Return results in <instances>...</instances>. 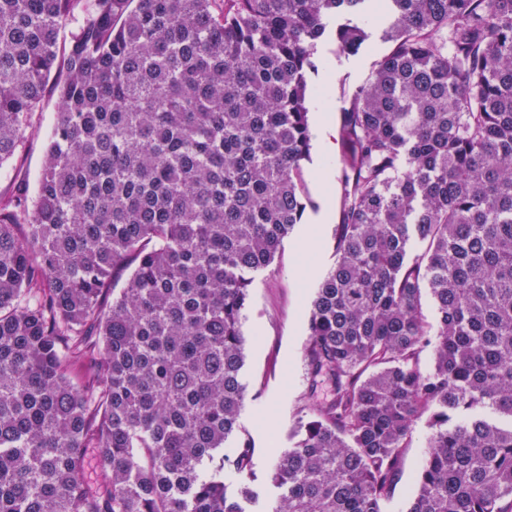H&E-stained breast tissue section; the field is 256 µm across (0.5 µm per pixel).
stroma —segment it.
Returning a JSON list of instances; mask_svg holds the SVG:
<instances>
[{
    "label": "stroma",
    "mask_w": 512,
    "mask_h": 512,
    "mask_svg": "<svg viewBox=\"0 0 512 512\" xmlns=\"http://www.w3.org/2000/svg\"><path fill=\"white\" fill-rule=\"evenodd\" d=\"M381 15V10L370 9L367 24L372 37L358 54L338 52L331 35L318 46L319 67L309 73L308 81L322 94L308 104L311 154L301 171L303 222L250 287L243 323L248 337L242 370L246 400L239 424L242 438L252 445V472L259 487L269 485L274 460L288 446V430L306 388L302 352L311 300L335 261V227L341 221L337 122L355 88L366 83L390 49L379 36ZM57 109L56 92L46 89L34 116L36 132L14 161L0 169L1 195L34 193ZM429 434L426 420H418L386 512H406Z\"/></svg>",
    "instance_id": "obj_1"
}]
</instances>
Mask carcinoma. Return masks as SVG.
<instances>
[{
  "label": "carcinoma",
  "instance_id": "cac0c4a2",
  "mask_svg": "<svg viewBox=\"0 0 512 512\" xmlns=\"http://www.w3.org/2000/svg\"><path fill=\"white\" fill-rule=\"evenodd\" d=\"M366 2L0 0V169L59 98L34 197L0 196V512H253L244 311L304 216L317 43ZM386 2L260 512H385L424 415L406 512H512V0Z\"/></svg>",
  "mask_w": 512,
  "mask_h": 512
}]
</instances>
